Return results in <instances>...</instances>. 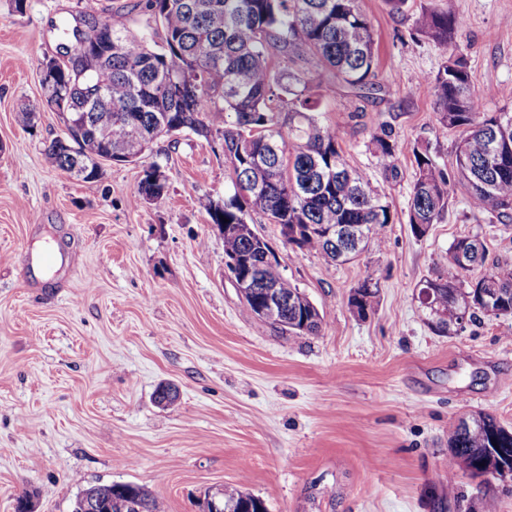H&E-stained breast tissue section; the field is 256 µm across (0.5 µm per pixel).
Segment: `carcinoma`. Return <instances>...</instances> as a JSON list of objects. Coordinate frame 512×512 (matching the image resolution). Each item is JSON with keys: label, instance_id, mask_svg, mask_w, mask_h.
<instances>
[{"label": "carcinoma", "instance_id": "cac0c4a2", "mask_svg": "<svg viewBox=\"0 0 512 512\" xmlns=\"http://www.w3.org/2000/svg\"><path fill=\"white\" fill-rule=\"evenodd\" d=\"M161 25V44L127 31L112 30V53L104 64L92 56L93 40L107 22L88 32L63 29L70 41V65L44 66L41 85L48 104L64 102L65 122L80 124L65 139L48 147L59 169L85 180L100 175L108 154L118 163L136 161L144 145L180 133L217 135L233 191L222 200L201 201L215 224L228 219L224 255L246 254L258 233L248 224L253 214L271 224H296L302 231L299 248L328 259L335 253L319 228H336V243L344 233L364 227L368 248L375 227L392 223L390 204L370 180L345 162L336 127L324 122L321 76L332 71L356 95L374 87L376 56L371 24L356 0H147ZM461 23L449 11L424 10L415 20L446 60L430 78L438 105V122L459 132L456 170L449 172L429 150L412 149L417 173L411 191L409 225L425 236L439 220L451 187H466L472 206L501 219H512V113L480 116L472 89L469 59L456 44ZM308 57L313 69L294 72L276 59ZM104 82L107 101L91 99V88ZM372 151L388 168L396 169L399 152L391 129L381 127L371 140ZM81 170H74V165ZM166 183L158 168L144 170L135 203L153 204L164 197ZM486 246L477 237L455 241L443 271L419 288L434 289L428 308L431 328L442 334L461 313L512 316V266H496L474 282L464 274L485 263ZM261 280L289 295L303 292L284 276L280 262L262 264ZM378 282L367 277L353 288L348 304L360 318L372 309ZM305 304L289 311L288 331L315 335L322 318ZM494 448H512V430L485 413L471 428H454L448 438V470L490 484ZM224 503L239 512H267L263 499L235 486L224 487ZM99 498L100 512H120L115 499L140 500L146 512H161L159 502L141 486L112 482L78 493L72 512H83L85 496Z\"/></svg>", "mask_w": 512, "mask_h": 512}]
</instances>
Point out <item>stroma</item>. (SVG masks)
<instances>
[{
	"instance_id": "stroma-1",
	"label": "stroma",
	"mask_w": 512,
	"mask_h": 512,
	"mask_svg": "<svg viewBox=\"0 0 512 512\" xmlns=\"http://www.w3.org/2000/svg\"><path fill=\"white\" fill-rule=\"evenodd\" d=\"M379 64L359 97L325 73L320 110L348 165L385 195L393 223L337 265L251 227L318 308V334L292 336L245 313L224 240L200 199L231 191L218 137L156 140L135 163L77 179L46 149L64 121L45 100L43 63L63 55L62 24L95 22L154 38L144 0H0V512L29 495L32 512H71L98 483L145 488L164 512H201L206 492L242 487L268 512H467L481 493L512 512V481L448 501V435L483 412L512 427V317L477 314L448 336L427 324L421 281L449 248L479 236L488 264L512 265V220L477 211L454 188L426 236L408 224L410 145L455 164L458 134L440 127L427 79L444 57L414 29L425 9L451 11L484 112H512V0H358ZM33 113L24 124L21 113ZM401 150L395 169L367 149L380 126ZM167 193L133 198L145 169ZM373 277L367 318L351 290ZM163 382L179 398L155 404Z\"/></svg>"
}]
</instances>
